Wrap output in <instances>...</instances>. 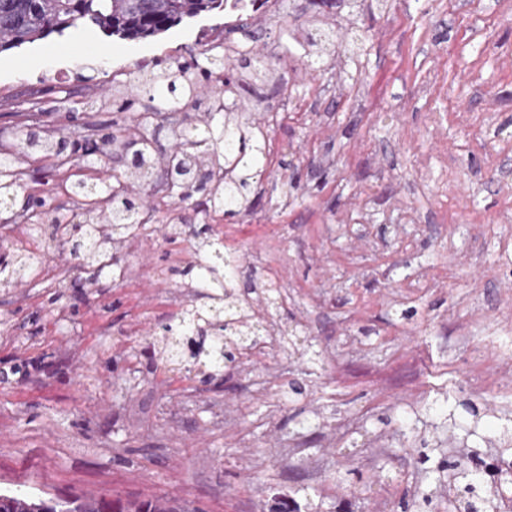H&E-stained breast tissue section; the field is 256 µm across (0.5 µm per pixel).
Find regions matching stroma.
Segmentation results:
<instances>
[{
	"instance_id": "obj_1",
	"label": "stroma",
	"mask_w": 512,
	"mask_h": 512,
	"mask_svg": "<svg viewBox=\"0 0 512 512\" xmlns=\"http://www.w3.org/2000/svg\"><path fill=\"white\" fill-rule=\"evenodd\" d=\"M312 13L263 22L282 82L262 125L261 199L234 218L144 197L149 232L118 245L127 279L77 278L68 244L29 225L34 264L0 286V490L108 499L168 493L203 512H464L439 464L512 436V0H353L324 9L320 62L296 44ZM201 16L140 41L85 26L0 53V150L22 125L130 123L112 88L201 53ZM82 41L94 55L62 53ZM30 190L109 179L32 157ZM184 224L167 223L169 212ZM210 224L236 250L233 291L272 317L204 384L165 366L157 334L188 305L173 260Z\"/></svg>"
}]
</instances>
